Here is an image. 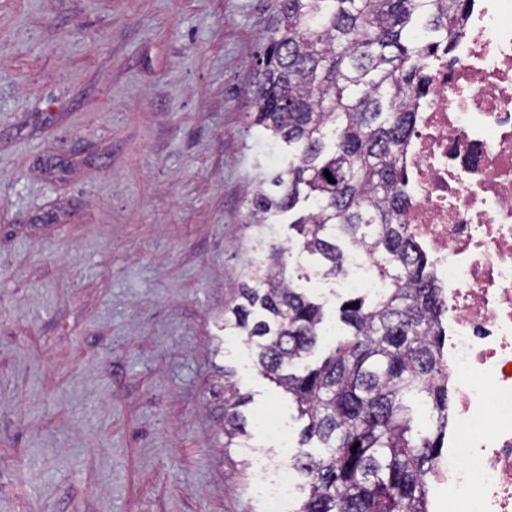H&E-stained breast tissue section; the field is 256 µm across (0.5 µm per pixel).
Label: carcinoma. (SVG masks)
<instances>
[{
	"label": "carcinoma",
	"mask_w": 512,
	"mask_h": 512,
	"mask_svg": "<svg viewBox=\"0 0 512 512\" xmlns=\"http://www.w3.org/2000/svg\"><path fill=\"white\" fill-rule=\"evenodd\" d=\"M472 0H276L262 35L251 124L293 149L255 191L259 211L312 209L290 224L323 276L344 273L347 248L377 257L389 283L340 307L347 327L314 366L323 308L272 248L239 287L224 328L245 337L261 373L288 394L304 426L291 464L308 490L296 512H430L428 479L448 412L444 304L432 262L403 223L402 149L434 51L452 45ZM334 182H329L324 172ZM225 447L247 435L248 397L224 372ZM418 401L433 424L415 428ZM356 452H351V449Z\"/></svg>",
	"instance_id": "cac0c4a2"
}]
</instances>
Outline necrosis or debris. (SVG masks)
Returning <instances> with one entry per match:
<instances>
[{
    "label": "necrosis or debris",
    "instance_id": "1",
    "mask_svg": "<svg viewBox=\"0 0 512 512\" xmlns=\"http://www.w3.org/2000/svg\"><path fill=\"white\" fill-rule=\"evenodd\" d=\"M401 164L404 222L448 319L443 512H512V0H472L451 51L435 53ZM374 262L351 252L341 288L382 293ZM297 482L275 465L269 512H290Z\"/></svg>",
    "mask_w": 512,
    "mask_h": 512
}]
</instances>
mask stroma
Here are the masks:
<instances>
[{
	"instance_id": "stroma-1",
	"label": "stroma",
	"mask_w": 512,
	"mask_h": 512,
	"mask_svg": "<svg viewBox=\"0 0 512 512\" xmlns=\"http://www.w3.org/2000/svg\"><path fill=\"white\" fill-rule=\"evenodd\" d=\"M273 3L0 0V512H265L304 423L224 312L274 246L347 297L246 197L291 155L248 118ZM224 393L228 394L224 400V436L227 438L225 447L231 448L239 445L238 441H234L236 438L247 435L246 417L239 408L246 405L248 397L239 393L229 377L225 378Z\"/></svg>"
}]
</instances>
